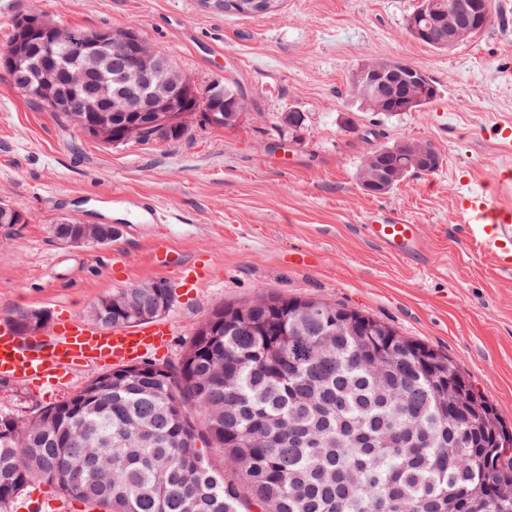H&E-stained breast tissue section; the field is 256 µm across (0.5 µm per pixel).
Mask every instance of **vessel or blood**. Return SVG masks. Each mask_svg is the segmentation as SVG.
Masks as SVG:
<instances>
[{"label": "vessel or blood", "instance_id": "obj_1", "mask_svg": "<svg viewBox=\"0 0 512 512\" xmlns=\"http://www.w3.org/2000/svg\"><path fill=\"white\" fill-rule=\"evenodd\" d=\"M111 201L131 209L141 224L166 219L149 196L115 195ZM455 208L469 236L493 256L499 268L512 270V206L482 192L460 195ZM365 231L394 255L408 258L420 251L419 225L376 214ZM170 335L165 323L106 329L66 317L45 337L22 335L1 324L0 379L39 383L75 369L135 360L148 349L165 345Z\"/></svg>", "mask_w": 512, "mask_h": 512}]
</instances>
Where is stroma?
I'll use <instances>...</instances> for the list:
<instances>
[{"mask_svg":"<svg viewBox=\"0 0 512 512\" xmlns=\"http://www.w3.org/2000/svg\"><path fill=\"white\" fill-rule=\"evenodd\" d=\"M418 0H284L279 11L227 17L200 0H11L0 12V50L14 17L36 11L64 26H135L198 87L241 86L248 107L235 125L196 122L177 141L104 144L58 112L30 103L0 69V203L21 224H0V322L22 308L50 320L88 322L95 302L143 281L173 290L161 319L168 346L146 354L175 365L196 327L219 307L267 295L315 297L364 311L448 355L512 427V271L466 234L455 201L489 190L512 204V0L495 21L452 50L413 39ZM397 58L424 71L437 98L418 112L366 111L348 86L368 58ZM303 113L283 139L284 112ZM428 141L442 157L432 174L407 176L383 194L358 179L374 147ZM152 195L180 224H129L106 246H66L53 224L90 214L102 195ZM420 225L418 256L390 254L364 226L375 211ZM310 253V266L295 264ZM204 263L193 292L183 272ZM105 367L76 372L62 388L0 381V414L27 418L58 403Z\"/></svg>","mask_w":512,"mask_h":512,"instance_id":"1","label":"stroma"}]
</instances>
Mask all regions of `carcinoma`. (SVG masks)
Returning <instances> with one entry per match:
<instances>
[{
    "label": "carcinoma",
    "instance_id": "1",
    "mask_svg": "<svg viewBox=\"0 0 512 512\" xmlns=\"http://www.w3.org/2000/svg\"><path fill=\"white\" fill-rule=\"evenodd\" d=\"M466 0H423L441 15ZM30 62L7 69L29 101L78 122L97 94L98 73L77 88L66 68ZM188 110L217 106L210 86L185 77ZM56 87L55 101L43 86ZM372 112H396L392 95L351 86ZM189 130L172 117L160 135ZM381 171L435 172L442 159L425 141L380 145ZM78 221L52 225L64 242ZM102 328L152 321L170 309L161 280L117 294ZM375 357L376 377L362 364ZM468 398L448 416L442 392ZM219 449L239 482L224 481L197 443ZM33 480L55 485L100 512H240L248 497L262 512H512V429L447 356L389 324L310 297L271 296L222 306L194 331L176 368L124 364L69 399L19 420L0 416V512Z\"/></svg>",
    "mask_w": 512,
    "mask_h": 512
}]
</instances>
